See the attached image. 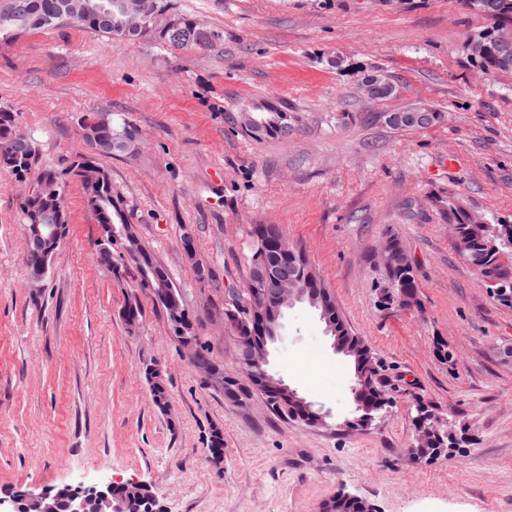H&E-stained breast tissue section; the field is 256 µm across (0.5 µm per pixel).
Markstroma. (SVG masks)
I'll use <instances>...</instances> for the list:
<instances>
[{
	"mask_svg": "<svg viewBox=\"0 0 512 512\" xmlns=\"http://www.w3.org/2000/svg\"><path fill=\"white\" fill-rule=\"evenodd\" d=\"M176 4L223 42L188 52L71 26L26 30L0 46V108L34 141L39 171L85 152L87 116L136 128L135 151L97 162L222 370L236 367L224 310L250 283V228L280 226L371 348L391 405L367 427H345L351 370L303 303L286 309L269 370L328 411L326 425L282 417L257 391L225 398L168 335L136 271L117 278L97 265L102 227L74 177L67 235L32 294L20 210L31 185L0 168V489L138 481L165 512H320L341 490L376 512H512V307L461 259L441 210L450 200L512 224V72L480 71L468 48L491 20L463 0ZM374 72L393 96L364 98ZM265 100L285 103L288 136L242 131L243 109ZM415 106L444 117L418 130L385 124ZM188 229L213 272L202 283L181 251ZM390 238L416 264L407 308L379 305ZM134 298L130 326L122 315ZM153 364L166 413L145 376ZM419 400L472 441L412 459Z\"/></svg>",
	"mask_w": 512,
	"mask_h": 512,
	"instance_id": "1",
	"label": "stroma"
}]
</instances>
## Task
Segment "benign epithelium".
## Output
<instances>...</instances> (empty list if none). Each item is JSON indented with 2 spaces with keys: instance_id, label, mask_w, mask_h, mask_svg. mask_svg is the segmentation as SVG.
I'll use <instances>...</instances> for the list:
<instances>
[{
  "instance_id": "obj_1",
  "label": "benign epithelium",
  "mask_w": 512,
  "mask_h": 512,
  "mask_svg": "<svg viewBox=\"0 0 512 512\" xmlns=\"http://www.w3.org/2000/svg\"><path fill=\"white\" fill-rule=\"evenodd\" d=\"M362 90L371 101L383 100L390 94L391 83L376 75H369L362 84ZM25 231L32 245V261L35 264L30 275V284L34 288H40L49 262L63 242L62 230L58 224H30ZM182 251L185 258L194 265L198 277L207 278L208 265L199 257L194 234L190 231L183 235ZM258 282L264 285V288L259 290L260 298L277 316L302 300L303 291L292 287V275L288 273V266L281 265L275 260L259 273ZM485 283L495 298L512 294V277L508 275L497 274L485 279ZM160 296L168 305L170 334L196 356L195 365L207 379L215 381L220 387L224 386V374L214 372L212 364L204 357L198 340L193 335V323L187 309L165 284L160 285ZM239 340L242 347L237 362L248 379L254 380L257 373L272 378L267 369L268 346L275 337L269 336L262 342H256L249 336H241ZM441 430L440 418L431 419L427 425L417 429L416 444H426ZM115 487L114 482L106 481L77 488L67 484L58 492L45 488L39 492L3 490L0 492V512H141L139 501L112 495V489Z\"/></svg>"
}]
</instances>
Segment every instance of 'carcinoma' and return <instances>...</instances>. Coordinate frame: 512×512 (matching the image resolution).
Wrapping results in <instances>:
<instances>
[{"label":"carcinoma","mask_w":512,"mask_h":512,"mask_svg":"<svg viewBox=\"0 0 512 512\" xmlns=\"http://www.w3.org/2000/svg\"><path fill=\"white\" fill-rule=\"evenodd\" d=\"M493 21L490 31L481 32L473 39L485 45L482 56L475 62L486 72H512V54L504 55L498 50L497 34L501 30H512V0H494L493 11L486 14ZM136 23V31L131 40L149 41L169 50L206 51L223 40L220 31L212 29L198 18L181 12L173 0H9L0 11V42L26 29H42L56 25H70L90 30L104 36H123L121 27L128 22ZM268 113L264 119H257L253 112H247L245 130L256 138L265 135H288L291 124L288 113L269 104L263 108ZM442 113L427 111L424 124L391 122L386 124L397 130L419 129L438 123ZM83 139L94 149L95 156H86L74 161L69 167L58 172L44 171L42 180L58 182V194L52 197L34 195L21 203L20 209L25 224H68L63 206L65 176L73 175L80 179L85 190L88 207L95 213L103 228L98 246H108L111 241V226L129 223L120 200L112 194V184L107 173L98 165L96 156L134 150L137 144L135 128L126 122L116 124L110 118L85 121L82 126ZM36 160L34 142L21 134L15 124L13 113L0 110V167L11 169L16 175L27 174ZM448 221L460 226V236L456 242L461 254L472 251L475 260L471 263L481 277L485 278L501 270H512V260L504 259L506 251L512 248V224H475L464 208L453 202L448 203ZM131 241L136 254L130 258L134 265L140 259L152 262L167 284H172L167 269L145 249L135 231L130 229ZM277 230L263 224L252 231L250 279H255L257 269L272 260L265 251V243ZM392 258L386 264L387 288L384 300L399 308L416 303L417 281L415 263L408 251L395 239L390 241ZM288 271L295 276L302 288L311 290L312 298L304 299L314 308L321 322L327 316L334 318L335 333L331 338L343 350L353 365V417L364 418L381 414L382 407L390 403L386 391L373 386L370 381H361L360 372L375 362L371 349L358 336L354 335L342 318L336 302L319 274L313 269L306 255L300 249L288 254ZM258 389L278 402L276 411L294 421L310 424L312 408L300 395L290 398L280 393L272 384L259 382ZM455 433L446 432L435 436L426 447H413V457L430 459L440 448L455 445ZM322 512H374V507L359 498H351L343 493L322 505Z\"/></svg>","instance_id":"carcinoma-1"}]
</instances>
